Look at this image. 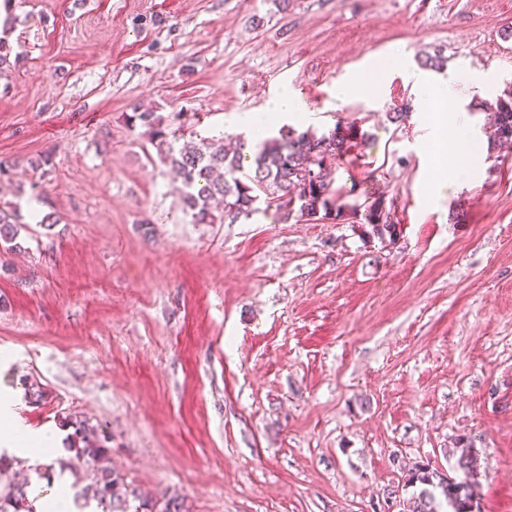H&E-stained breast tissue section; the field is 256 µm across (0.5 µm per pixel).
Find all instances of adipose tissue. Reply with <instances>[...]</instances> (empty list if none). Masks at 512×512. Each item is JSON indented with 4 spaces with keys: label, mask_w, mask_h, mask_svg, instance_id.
Masks as SVG:
<instances>
[{
    "label": "adipose tissue",
    "mask_w": 512,
    "mask_h": 512,
    "mask_svg": "<svg viewBox=\"0 0 512 512\" xmlns=\"http://www.w3.org/2000/svg\"><path fill=\"white\" fill-rule=\"evenodd\" d=\"M307 114V109L298 100L284 94L272 101L266 111L246 114L240 122L251 136L260 139L266 136L272 125ZM20 403L17 391L0 386V453L21 455L34 449L61 445V435L36 432L18 421L16 409Z\"/></svg>",
    "instance_id": "adipose-tissue-1"
}]
</instances>
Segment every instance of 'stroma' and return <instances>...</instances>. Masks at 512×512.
<instances>
[{
  "instance_id": "1",
  "label": "stroma",
  "mask_w": 512,
  "mask_h": 512,
  "mask_svg": "<svg viewBox=\"0 0 512 512\" xmlns=\"http://www.w3.org/2000/svg\"><path fill=\"white\" fill-rule=\"evenodd\" d=\"M12 14L0 384L43 388L18 410L31 428L71 415L110 440L95 457L11 456L0 483L62 478L78 501L107 468L188 512H400L387 493L403 467L457 475L470 441L480 512H512V148L434 196L454 145L427 139L441 107L415 84L447 81L450 112L486 142L481 104L512 87V0H13ZM439 47L446 67H424ZM284 92L312 113L299 130L365 132L334 186L385 197L395 243L263 207L192 223L180 177L129 120L151 109L170 134L230 143Z\"/></svg>"
}]
</instances>
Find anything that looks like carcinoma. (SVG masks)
<instances>
[{"label": "carcinoma", "instance_id": "carcinoma-1", "mask_svg": "<svg viewBox=\"0 0 512 512\" xmlns=\"http://www.w3.org/2000/svg\"><path fill=\"white\" fill-rule=\"evenodd\" d=\"M12 0H3L5 15L0 24V67L8 63L10 46L8 34L12 29L9 6ZM493 115L488 143L497 146L512 143V95L498 96L486 103ZM132 119L140 120L148 135L166 147L164 159L183 180L186 192L182 203L191 212L197 224H213L218 217L211 210V201L224 202V219L233 223L257 211L256 204L264 201L276 207L284 217L295 214L305 221L344 222L362 215L370 226L368 236L393 243L400 234V225L391 219L385 198L379 196L360 204L337 203L333 189L331 161L345 153L359 136L355 125L338 124L320 136L309 131L299 132L292 127L279 130L252 148V167L246 171L241 164L247 143L239 141V148L229 152L214 139L186 140L179 147L167 142L163 117L154 112H136ZM12 214L0 210V239L15 241L17 231L11 228ZM63 426L73 429L71 449L78 456L98 455L105 450L107 437L103 428L67 415ZM460 465L466 469V479L456 480L430 463L416 462L408 467L401 484L392 491L402 499V512H471L469 479L480 475L479 455L473 444L460 448ZM86 498L94 500L102 512H129V490L121 476L110 470L92 475L83 490ZM0 512H33L27 486L14 484L0 486ZM134 512H187L184 503L176 498L164 502L144 501Z\"/></svg>", "mask_w": 512, "mask_h": 512}]
</instances>
